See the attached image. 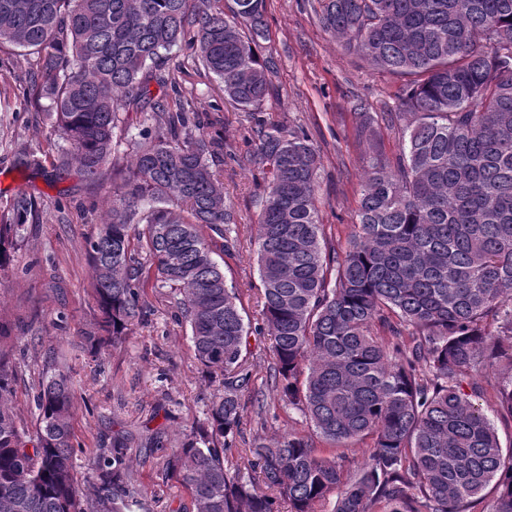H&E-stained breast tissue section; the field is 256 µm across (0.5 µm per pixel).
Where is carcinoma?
I'll use <instances>...</instances> for the list:
<instances>
[{
  "label": "carcinoma",
  "mask_w": 512,
  "mask_h": 512,
  "mask_svg": "<svg viewBox=\"0 0 512 512\" xmlns=\"http://www.w3.org/2000/svg\"><path fill=\"white\" fill-rule=\"evenodd\" d=\"M0 0V45L37 54V96L49 101L73 161L97 183L116 146L117 114L144 111L150 84L161 111L130 136L128 173L89 242L103 336L93 354L143 315L149 271L175 293L202 365L224 373L204 422L170 448L167 478L195 512H472L484 492L512 512V448L472 398L483 394V353L512 348V0H316L323 28L374 67L409 77L389 122L400 154L377 150L360 183L357 230L341 253L327 245L318 210L320 157L300 128L258 124L247 161L265 175L257 229L263 329L272 337L271 385L334 451L289 432L249 452L257 484L229 464L253 386L242 347L238 294L214 254L232 255L235 216L214 167L224 143L205 130L196 98L162 60L186 42L223 84L224 96L259 112L275 62L254 44L266 0ZM359 136L374 117L353 101ZM18 167L37 153L13 152ZM37 211L22 194L0 224V268ZM0 325V512H149L119 430L87 455L96 483L74 477V387L55 371L37 393L33 451L8 402L15 373ZM470 380V392L462 388ZM497 412L512 420V376L498 383ZM162 429L137 435L161 448ZM369 438L368 461L342 462Z\"/></svg>",
  "instance_id": "obj_1"
}]
</instances>
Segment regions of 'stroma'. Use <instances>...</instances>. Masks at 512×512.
Segmentation results:
<instances>
[{
    "mask_svg": "<svg viewBox=\"0 0 512 512\" xmlns=\"http://www.w3.org/2000/svg\"><path fill=\"white\" fill-rule=\"evenodd\" d=\"M258 52L274 57L278 69L274 94L257 115L225 99L221 83L192 51L173 53L182 64L180 83L197 94L206 120L224 136L225 158L218 170L237 220L236 246L224 259V273L238 291L245 322L253 326L262 322L256 236L263 180L237 159L255 146L256 120L301 128L310 136L321 155L320 221L328 242L342 250L357 229L360 178L372 146L358 137L350 103L357 98L367 102L376 119L377 144L387 155H396L399 135L383 115L392 110L404 83L373 69L327 33L309 0H267L266 38ZM35 59L32 52L0 46V98L8 97L12 106L0 112V172L10 175L0 182V224L6 223L16 196L30 194L38 201L36 216L20 229L10 261L0 269V323L13 335L18 371L12 411L19 424L34 429L40 383L55 369H68L75 390L73 431L84 447L74 458L77 481L90 485L85 453L110 441L113 431L161 426L163 447L144 448L135 441L127 454L147 492L150 512H194L188 490L166 479L162 464L167 447L203 421L213 396L224 389V377L195 358L171 288L153 280L141 296L145 320L106 347L101 362L91 361L79 348L80 336L94 330L97 319L87 242L103 222L109 188L86 180L74 167L61 181L48 180L63 141L52 131L44 105L30 95ZM16 147L37 150L42 170L17 169L12 159ZM243 354L260 397L246 402L232 461L255 479L259 471L248 462L254 442L267 443L291 431L307 434L311 427L299 412L277 402L268 380L270 336L249 334ZM482 374L490 385L474 403L491 415L502 448H510L512 420L495 416L494 384L512 375V350L493 351ZM262 401L269 406L264 413L258 410Z\"/></svg>",
    "mask_w": 512,
    "mask_h": 512,
    "instance_id": "35a3bbf8",
    "label": "stroma"
}]
</instances>
